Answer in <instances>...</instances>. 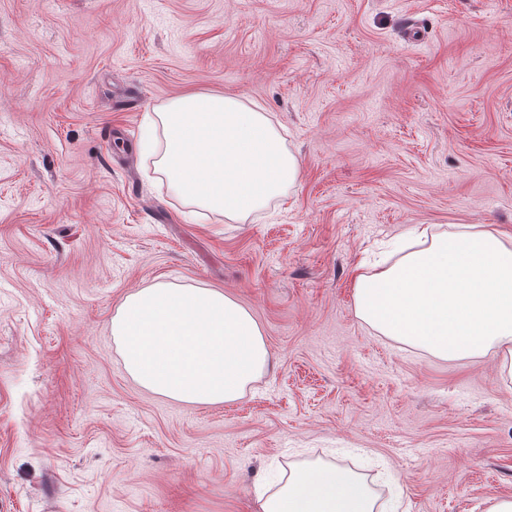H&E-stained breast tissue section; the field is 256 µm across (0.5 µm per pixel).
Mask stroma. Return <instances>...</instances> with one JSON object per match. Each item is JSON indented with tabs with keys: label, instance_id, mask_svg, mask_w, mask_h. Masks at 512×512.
Here are the masks:
<instances>
[{
	"label": "stroma",
	"instance_id": "stroma-1",
	"mask_svg": "<svg viewBox=\"0 0 512 512\" xmlns=\"http://www.w3.org/2000/svg\"><path fill=\"white\" fill-rule=\"evenodd\" d=\"M187 92L265 106L299 158L275 218L186 205L138 150ZM512 238V0H0V512H254L304 462L387 512L512 496V379L358 317L413 227ZM224 291L270 353L236 402L138 385L129 293Z\"/></svg>",
	"mask_w": 512,
	"mask_h": 512
}]
</instances>
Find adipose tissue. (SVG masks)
<instances>
[{
  "instance_id": "ef3b65f1",
  "label": "adipose tissue",
  "mask_w": 512,
  "mask_h": 512,
  "mask_svg": "<svg viewBox=\"0 0 512 512\" xmlns=\"http://www.w3.org/2000/svg\"><path fill=\"white\" fill-rule=\"evenodd\" d=\"M155 172L190 206L242 223L295 186L298 162L265 108L223 94L188 93L148 113L139 143ZM400 258L355 278L359 317L382 334L441 357L503 352L512 378V241L464 224L411 233ZM128 374L187 404L241 398L267 365L251 314L213 288L159 282L128 294L112 319ZM258 512H376L367 485L344 468L309 463Z\"/></svg>"
}]
</instances>
